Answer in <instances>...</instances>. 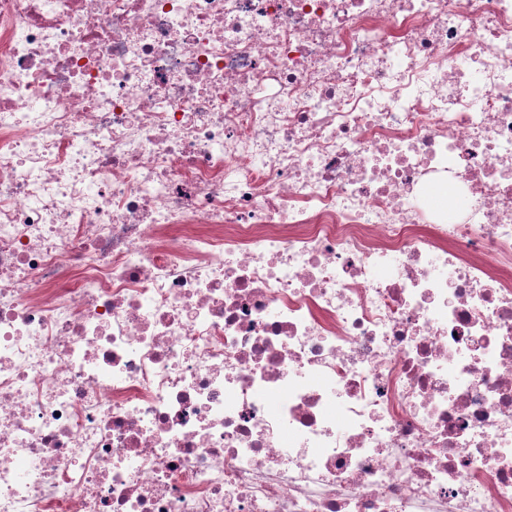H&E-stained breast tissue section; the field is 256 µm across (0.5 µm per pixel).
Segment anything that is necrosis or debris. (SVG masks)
Wrapping results in <instances>:
<instances>
[{
	"instance_id": "1",
	"label": "necrosis or debris",
	"mask_w": 512,
	"mask_h": 512,
	"mask_svg": "<svg viewBox=\"0 0 512 512\" xmlns=\"http://www.w3.org/2000/svg\"><path fill=\"white\" fill-rule=\"evenodd\" d=\"M0 512H512V0H0Z\"/></svg>"
}]
</instances>
